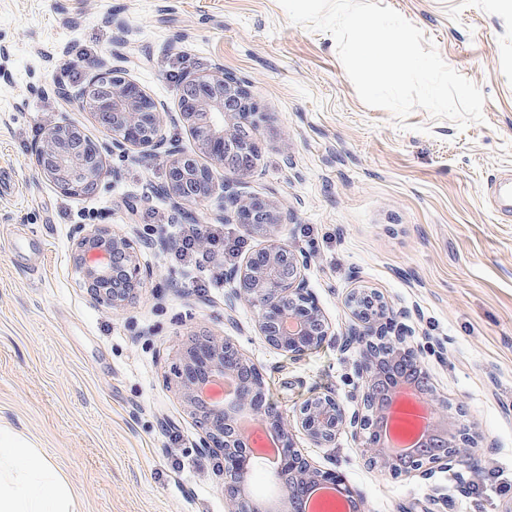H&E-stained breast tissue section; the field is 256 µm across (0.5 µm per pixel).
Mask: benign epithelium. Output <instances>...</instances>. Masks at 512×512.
<instances>
[{
    "instance_id": "obj_1",
    "label": "benign epithelium",
    "mask_w": 512,
    "mask_h": 512,
    "mask_svg": "<svg viewBox=\"0 0 512 512\" xmlns=\"http://www.w3.org/2000/svg\"><path fill=\"white\" fill-rule=\"evenodd\" d=\"M57 95L78 103L111 135L100 143L72 122L51 124L32 146L45 179L63 194L92 191L106 173L104 154L127 148L158 152L163 147L161 110L146 90L123 76L106 61L90 66L83 87L73 91L64 81ZM183 118L191 127L199 152L212 166L194 155L166 150V193L177 203L199 202L215 192L213 167L224 171L221 191L235 223L248 234L265 236L266 243L232 268L226 276L237 284L239 298L257 310V329L274 349L299 358L331 340V332L316 299L301 275L305 259L282 236V215L270 197L242 191L243 180L256 166L259 148L246 132L258 109L244 83L219 67L189 79L180 90ZM73 262L83 287L95 303L114 310L127 306L146 285L136 240L102 227L78 225L73 234ZM363 305L353 310L357 324L342 347L357 351L355 372L361 379L363 410H347L332 393L306 398L297 408L295 422L269 410L264 377L229 338L202 334L188 346L174 376L184 405L201 429L202 448L222 449L224 498L230 512H304L302 496L314 483L343 487L341 475L312 465L295 448L292 427L320 446H330L345 429L352 430L368 462L394 477L432 475L465 463L475 437L437 411L428 441L414 451L395 456L377 438L388 409L389 392L415 382L426 398L436 400L430 375L421 360L425 348L409 347L394 323L390 304L377 291H361ZM226 376L237 379L232 396L221 404L207 401L204 389ZM252 413L277 436L280 457L273 475L281 497L273 509L263 508L250 491V475L259 461L247 453L248 438L234 426L236 416Z\"/></svg>"
}]
</instances>
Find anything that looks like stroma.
Segmentation results:
<instances>
[{"mask_svg": "<svg viewBox=\"0 0 512 512\" xmlns=\"http://www.w3.org/2000/svg\"><path fill=\"white\" fill-rule=\"evenodd\" d=\"M421 30L485 96L482 122L458 128L422 108L405 120L366 106L333 36L289 21L279 0H0V419L46 454L78 512H227L218 450L168 383L191 335L234 340L285 417L314 393L351 406L355 349L337 344L363 289L389 302L452 421L479 433L474 463L431 477L370 466L352 432L319 446L364 512H512V216L492 192L512 179V0H377ZM90 53L143 86L170 145L195 152L180 115L183 83L223 66L261 113L245 190L285 213L283 237L307 258L302 275L334 341L294 359L268 346L236 284L193 288L173 261L160 215V159L106 156L94 192L66 195L39 173L43 127L74 120L110 136L59 98L79 89ZM139 243L147 285L125 308L94 304L73 263L76 225Z\"/></svg>", "mask_w": 512, "mask_h": 512, "instance_id": "1", "label": "stroma"}]
</instances>
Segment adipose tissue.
<instances>
[{"label":"adipose tissue","instance_id":"1","mask_svg":"<svg viewBox=\"0 0 512 512\" xmlns=\"http://www.w3.org/2000/svg\"><path fill=\"white\" fill-rule=\"evenodd\" d=\"M0 512H76L53 463L0 422Z\"/></svg>","mask_w":512,"mask_h":512}]
</instances>
